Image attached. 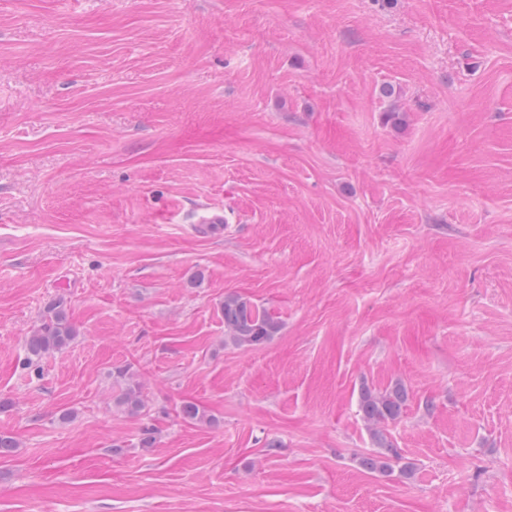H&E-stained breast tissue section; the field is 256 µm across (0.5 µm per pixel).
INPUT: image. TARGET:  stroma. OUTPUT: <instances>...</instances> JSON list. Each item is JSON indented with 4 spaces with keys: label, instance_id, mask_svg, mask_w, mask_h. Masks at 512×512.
I'll return each mask as SVG.
<instances>
[{
    "label": "stroma",
    "instance_id": "35a3bbf8",
    "mask_svg": "<svg viewBox=\"0 0 512 512\" xmlns=\"http://www.w3.org/2000/svg\"><path fill=\"white\" fill-rule=\"evenodd\" d=\"M0 399V512H512V0H0ZM224 344L235 349H254L271 341L281 323L264 308L239 294L224 295ZM56 305L47 319L26 337L29 366L37 365L43 358L66 348L77 336L67 315ZM112 377L121 386V392L115 399V405L129 416L139 415L146 403L141 383L133 373H130L127 366L116 367L112 371ZM405 398L406 390L401 385H396L385 392H376L369 388L362 389L360 408L363 418L369 424L371 437L378 450L375 455L365 458L366 469L392 474L395 467H398L400 474L407 473L406 466H399L401 458L388 439L384 428L385 423L399 418Z\"/></svg>",
    "mask_w": 512,
    "mask_h": 512
}]
</instances>
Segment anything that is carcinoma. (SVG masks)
<instances>
[{
	"label": "carcinoma",
	"instance_id": "obj_1",
	"mask_svg": "<svg viewBox=\"0 0 512 512\" xmlns=\"http://www.w3.org/2000/svg\"><path fill=\"white\" fill-rule=\"evenodd\" d=\"M223 312L224 345L235 349L262 346L281 329V323L275 316L239 294L224 295ZM76 336L77 332L63 309L55 306L47 319L26 337L28 365L34 366L43 358L63 350ZM112 377L121 386L115 405L129 416L140 414L145 408L146 399L141 383L130 373L129 367L115 368ZM405 398L406 390L400 385L385 392L362 389L360 408L377 445L376 454L364 460L366 469L390 474L395 471L407 473V467L399 465L400 456L384 428L385 423L399 418Z\"/></svg>",
	"mask_w": 512,
	"mask_h": 512
}]
</instances>
